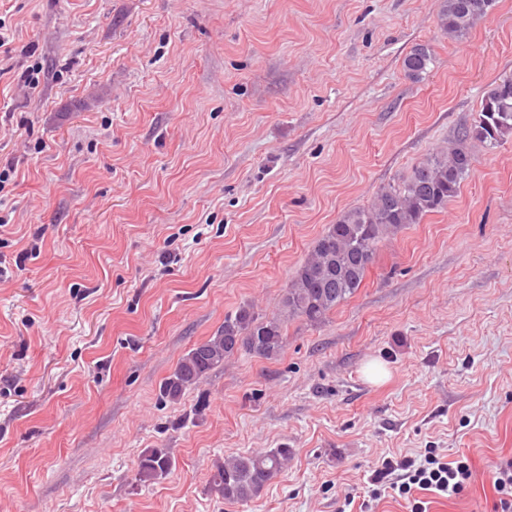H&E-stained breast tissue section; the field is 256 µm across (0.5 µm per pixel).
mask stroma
<instances>
[{
	"instance_id": "1",
	"label": "stroma",
	"mask_w": 512,
	"mask_h": 512,
	"mask_svg": "<svg viewBox=\"0 0 512 512\" xmlns=\"http://www.w3.org/2000/svg\"><path fill=\"white\" fill-rule=\"evenodd\" d=\"M442 0H0V512H360L383 459H512V136L382 241L318 326L160 387L227 314L279 313L347 210L454 143L512 76V0L448 38ZM432 54L420 79L403 60ZM387 374L373 381L370 362ZM288 447L248 503L216 459ZM170 472L135 483L141 454Z\"/></svg>"
}]
</instances>
